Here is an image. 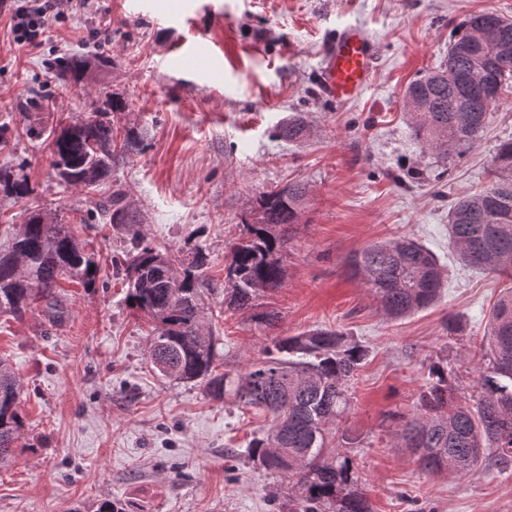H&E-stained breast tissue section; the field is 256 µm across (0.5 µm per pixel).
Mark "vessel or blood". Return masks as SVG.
I'll use <instances>...</instances> for the list:
<instances>
[{"label": "vessel or blood", "mask_w": 512, "mask_h": 512, "mask_svg": "<svg viewBox=\"0 0 512 512\" xmlns=\"http://www.w3.org/2000/svg\"><path fill=\"white\" fill-rule=\"evenodd\" d=\"M375 59V46L355 24L343 25L330 39L316 72L322 97L343 104L360 98L367 89Z\"/></svg>", "instance_id": "vessel-or-blood-1"}]
</instances>
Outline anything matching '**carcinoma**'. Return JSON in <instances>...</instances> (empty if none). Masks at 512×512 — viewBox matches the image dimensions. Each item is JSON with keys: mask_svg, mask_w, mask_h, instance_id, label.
Segmentation results:
<instances>
[{"mask_svg": "<svg viewBox=\"0 0 512 512\" xmlns=\"http://www.w3.org/2000/svg\"><path fill=\"white\" fill-rule=\"evenodd\" d=\"M485 17L483 11L466 18L448 43V57L461 82L448 83L440 65L405 90L415 106L406 113L414 140L421 152L444 161L480 140L501 91L512 85V52L504 53L495 42L476 53L466 50L473 28ZM55 66L65 82H80L85 76L71 57L58 59ZM126 108L122 98L110 97L92 115L60 129L51 149L58 183L96 187L109 180L115 145L112 114ZM307 133L305 123L290 119L278 136L293 141ZM32 193L23 165L0 167L1 195L23 200ZM308 194L307 184L289 182L256 198L244 221V236L230 248L224 311H252L259 298L284 284L286 226L300 223ZM99 215L122 229L130 242L120 262L128 278L126 302L154 325L148 356L158 374L200 383L215 401L230 397L270 417L247 454L288 480L290 512H372L348 454L359 444V436L336 428L350 404L349 384L366 349L337 329H316L275 336L247 368L217 373L220 337L207 327L202 303L204 293L211 291L205 248L179 255L151 247L137 211L120 188L100 201ZM448 240L461 265L512 276V140L498 145L488 185L450 209ZM8 247L0 252L1 312L18 317L44 299L57 316L52 288L58 277L85 288L96 284L94 254L54 214L28 213ZM348 264L393 320L436 303L445 280L434 253L408 237L368 245ZM478 388L474 406L457 404L448 384V366L439 356L428 367V382L418 394L415 412L409 417L391 415L394 438L418 455L424 471L466 476L489 454L502 464L512 462V287L491 310ZM22 392L21 380L0 359V467L9 463L13 445L24 434Z\"/></svg>", "mask_w": 512, "mask_h": 512, "instance_id": "cac0c4a2", "label": "carcinoma"}]
</instances>
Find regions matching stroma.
Listing matches in <instances>:
<instances>
[{
  "label": "stroma",
  "mask_w": 512,
  "mask_h": 512,
  "mask_svg": "<svg viewBox=\"0 0 512 512\" xmlns=\"http://www.w3.org/2000/svg\"><path fill=\"white\" fill-rule=\"evenodd\" d=\"M485 10L512 19V0H93L65 10L32 51L0 17V166L23 165L33 187L18 202L0 197V245L25 210L51 211L100 267L92 288L59 278L60 321L42 299L22 317L0 314V358L24 384L26 424L0 469V512H94L107 498L125 512H288L286 483L244 454L265 413L153 374L151 325L126 305L113 268L127 239L97 209L111 189L125 190L147 243L172 253L203 246L207 277L220 287L251 203L291 180L309 184V202L289 230L285 282L260 300L279 325L259 330L249 314L221 313L222 295L209 296L224 360L245 368L274 334L346 333L368 349L342 425L362 440L354 456L372 512H512V468L489 457L463 478L424 472L397 445L390 419L414 412L439 355L456 402L474 405L479 343L512 286L462 267L448 241L450 207L487 183L498 145L512 139V89L479 142L444 163L413 141L402 97L447 57L454 27ZM348 23L376 42L377 58L362 97L335 105L314 75L326 37ZM95 52L110 67L59 83L55 58ZM110 94L128 104L114 129L144 127L147 148L114 151L109 183L60 185L48 130ZM292 117L309 136L277 138ZM396 237L428 247L447 280L433 306L389 320L346 262Z\"/></svg>",
  "instance_id": "obj_1"
}]
</instances>
